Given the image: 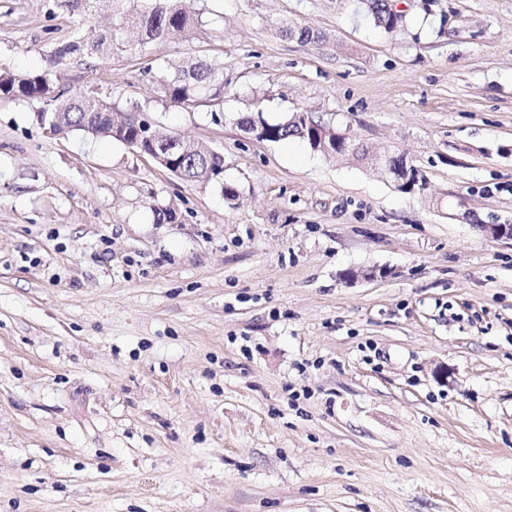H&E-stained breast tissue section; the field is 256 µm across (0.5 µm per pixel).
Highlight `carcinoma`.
<instances>
[{"mask_svg":"<svg viewBox=\"0 0 512 512\" xmlns=\"http://www.w3.org/2000/svg\"><path fill=\"white\" fill-rule=\"evenodd\" d=\"M369 9L375 26L393 29L387 0H370ZM128 23L140 29L145 40L151 42L184 38L202 26V19L199 13L190 9L187 0H151V6L131 13ZM110 48L112 40L106 36L92 43L75 38L56 49L54 56L102 54ZM218 72L219 69L205 59H197L173 73L164 72L157 80L158 99L182 107L204 105L224 90L222 86H214ZM18 99L40 103V119L47 125L56 123L76 131L90 130L98 138H112L108 134V120L102 113L115 112L117 108L91 94L72 95L57 88L54 72L50 69L0 73V102ZM269 128L277 142L292 138L306 140L301 128L288 126L283 120L269 123ZM195 144L193 157L182 170V178L188 181H201L208 169L223 166L221 158H212L199 147L201 141L197 140Z\"/></svg>","mask_w":512,"mask_h":512,"instance_id":"1","label":"carcinoma"}]
</instances>
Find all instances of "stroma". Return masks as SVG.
I'll list each match as a JSON object with an SVG mask.
<instances>
[{
  "label": "stroma",
  "instance_id": "obj_1",
  "mask_svg": "<svg viewBox=\"0 0 512 512\" xmlns=\"http://www.w3.org/2000/svg\"><path fill=\"white\" fill-rule=\"evenodd\" d=\"M390 2L386 32L369 0H193L194 38L141 46V0H0V71L143 106L238 192L0 102V512H512V243L478 230L512 224V0ZM77 29L111 54L53 61ZM191 58L221 101H159ZM257 110L427 189L256 140ZM257 113L258 115L254 118V113H250L249 115H244L238 119V125L247 132V128L251 124L253 118L249 134L253 135L257 140H269V124L271 133L275 139V141L271 142H280L292 138H298L304 142H308V135L304 137L301 128L294 125L299 124L303 125V127L310 132L312 148L315 151H319L327 156H338L336 150L337 143L342 139H347L344 134L336 131L330 123L325 122L321 118H318L319 120L315 121L312 115H308L305 112H294L292 117L288 118L287 124H293L292 126L284 125L286 120L267 123L266 120L262 119V111L257 110Z\"/></svg>",
  "mask_w": 512,
  "mask_h": 512
}]
</instances>
